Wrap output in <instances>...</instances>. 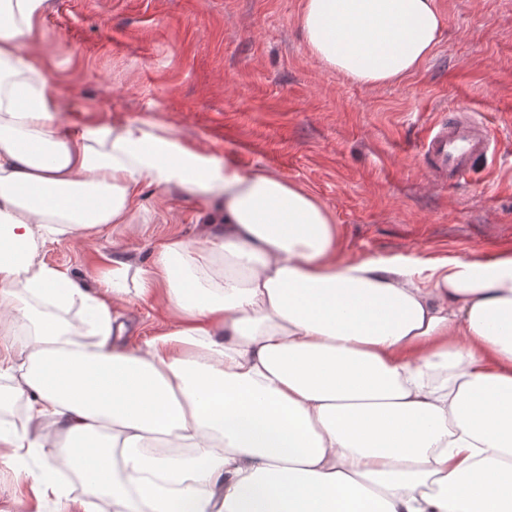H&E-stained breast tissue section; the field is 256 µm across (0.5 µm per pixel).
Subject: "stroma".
<instances>
[{
    "label": "stroma",
    "instance_id": "obj_1",
    "mask_svg": "<svg viewBox=\"0 0 512 512\" xmlns=\"http://www.w3.org/2000/svg\"><path fill=\"white\" fill-rule=\"evenodd\" d=\"M447 24L413 75L363 87L323 67L299 30L302 0H45L24 46L60 102L66 124L150 126L245 171L280 176L334 217L339 258L488 259L512 248V0H438ZM473 112L495 135L488 160L448 183L422 160L428 129ZM217 207L182 190L144 188L132 223L64 234L38 258L88 291L102 253L149 266L173 236L204 241ZM139 343L175 325L163 295L116 303ZM0 447V512H89L80 481L68 497L37 498L28 472Z\"/></svg>",
    "mask_w": 512,
    "mask_h": 512
}]
</instances>
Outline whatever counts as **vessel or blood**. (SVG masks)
<instances>
[{"label":"vessel or blood","mask_w":512,"mask_h":512,"mask_svg":"<svg viewBox=\"0 0 512 512\" xmlns=\"http://www.w3.org/2000/svg\"><path fill=\"white\" fill-rule=\"evenodd\" d=\"M493 142L492 132L483 122L452 115L430 128L424 157L434 177L452 182L468 171L475 159L487 155Z\"/></svg>","instance_id":"1"}]
</instances>
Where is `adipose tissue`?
Wrapping results in <instances>:
<instances>
[{
    "label": "adipose tissue",
    "instance_id": "obj_1",
    "mask_svg": "<svg viewBox=\"0 0 512 512\" xmlns=\"http://www.w3.org/2000/svg\"><path fill=\"white\" fill-rule=\"evenodd\" d=\"M44 0H0V335L33 342L0 389V447L62 450L111 512H512V250L337 259L331 212L265 172L140 127L65 128L20 45ZM437 0H303L310 55L368 87L433 53ZM221 221L149 267L106 253L98 294L38 260L130 223L144 187ZM162 292L176 326L138 345L115 302ZM79 307L80 338L58 317ZM39 430L31 439V430Z\"/></svg>",
    "mask_w": 512,
    "mask_h": 512
}]
</instances>
